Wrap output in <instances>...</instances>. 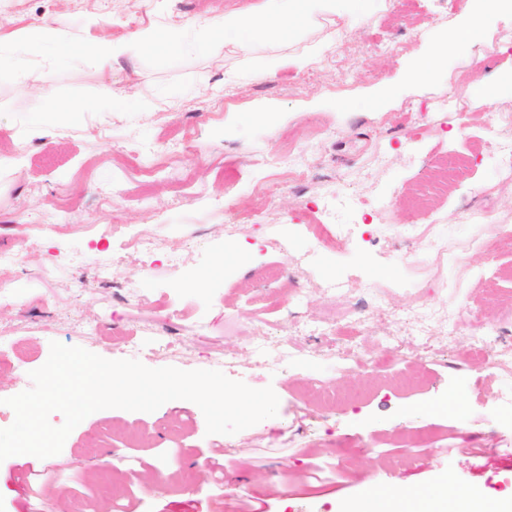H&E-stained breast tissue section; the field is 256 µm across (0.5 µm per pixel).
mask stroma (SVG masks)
<instances>
[{
  "mask_svg": "<svg viewBox=\"0 0 512 512\" xmlns=\"http://www.w3.org/2000/svg\"><path fill=\"white\" fill-rule=\"evenodd\" d=\"M260 0H0V43L26 36L40 18L56 19L61 34L92 43L127 38L141 29L178 28L194 19L241 10ZM473 4L446 11L443 0H403L356 16H320L298 39L251 56L233 47L164 68L140 56L111 67L81 63L52 73L47 67L0 82V155L24 159L0 165V249L38 245L6 278L16 295L0 303V389L16 395L31 387V371L48 359L51 342L79 346L107 359L121 358L120 338L140 325L174 315L179 337L193 354L171 360L144 358L150 368L211 369L210 357L232 352L224 373L253 388L273 387L275 417L233 435L207 434L201 409L173 400L151 413L106 409L86 417L67 437L60 454L38 460L37 481L21 485L20 456L0 462V512H112L122 499L129 512H338L366 482L394 479L400 489L434 490L454 475L458 486L494 498L512 489V414L499 406L512 378L473 353V339L457 335L460 307L491 309L495 342L512 350V247L500 227L458 220L463 202L512 212V186L500 187L492 151L489 113L512 104V85L491 102L473 94L496 71H512V48L498 33L512 29V10L488 15L486 39L458 45L437 62L434 81L417 85L408 71L429 60L433 46L473 11ZM404 45L398 55L393 44ZM319 57L298 68L293 57L311 47ZM111 85L125 95L115 105L100 94ZM460 96L466 124L430 113L433 100ZM80 104L77 112H53L49 97ZM222 108H214V101ZM426 111L427 135L413 137L410 112ZM192 126L193 156L167 153L179 127ZM300 152L313 175L308 202L337 191L360 194L372 216L367 229L376 245L356 243L336 253L322 250L299 228L298 200L285 170L269 179L282 189L263 199L253 169L272 150ZM470 152L471 169L433 208L448 217L441 251L407 254L409 226L426 217L406 201L431 167L449 153ZM137 154L140 165L122 163ZM156 168L151 203L141 200L143 167ZM236 170L227 183L224 173ZM65 199L67 207L51 209ZM223 200L220 209L211 200ZM267 203L273 222L230 235L224 226L236 213ZM169 238L179 251L206 240L203 259L173 268L159 259L142 271L125 259L110 283L95 273L112 254L124 253V225ZM104 238L105 248L88 249ZM484 239L492 252L483 277L466 263L483 262L470 241ZM253 250L245 262L224 265L199 283L217 257L242 243ZM73 254L74 264L51 267L54 252ZM278 263L307 282L303 303L286 305L296 284L289 275L267 282ZM349 278L343 296L325 284ZM135 280L143 306L124 302L123 287ZM379 304L401 308L423 294L437 310L431 352L416 360L383 363L389 344L380 330L361 337L378 366L343 371L331 349L338 337L303 329L308 319L349 311L367 292ZM78 311L91 327L73 334L66 322ZM268 322L298 354L280 371L253 364V322ZM421 437L432 440L430 456L416 462L407 450ZM222 449V478L211 477L209 457Z\"/></svg>",
  "mask_w": 512,
  "mask_h": 512,
  "instance_id": "1",
  "label": "stroma"
}]
</instances>
